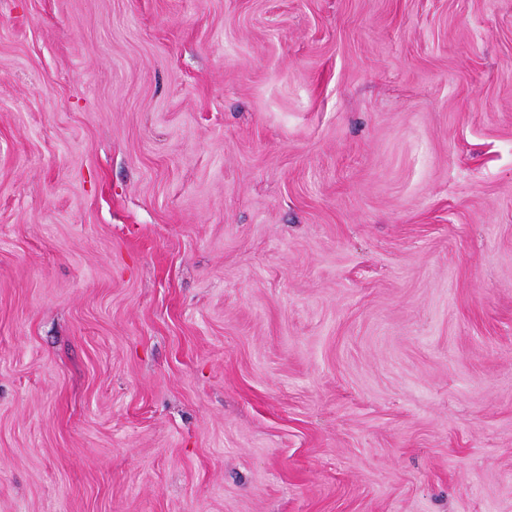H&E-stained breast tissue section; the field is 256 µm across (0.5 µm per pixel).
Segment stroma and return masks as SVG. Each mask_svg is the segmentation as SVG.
Listing matches in <instances>:
<instances>
[{
	"instance_id": "1",
	"label": "stroma",
	"mask_w": 512,
	"mask_h": 512,
	"mask_svg": "<svg viewBox=\"0 0 512 512\" xmlns=\"http://www.w3.org/2000/svg\"><path fill=\"white\" fill-rule=\"evenodd\" d=\"M0 512H512V0H0Z\"/></svg>"
}]
</instances>
